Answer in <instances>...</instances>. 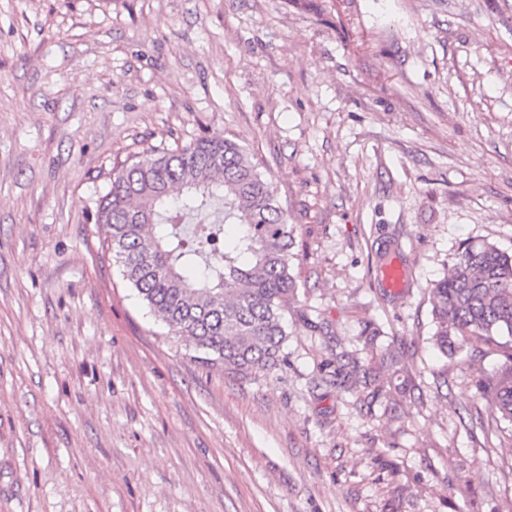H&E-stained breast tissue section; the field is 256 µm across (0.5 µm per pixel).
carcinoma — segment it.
Masks as SVG:
<instances>
[{"instance_id":"obj_1","label":"carcinoma","mask_w":512,"mask_h":512,"mask_svg":"<svg viewBox=\"0 0 512 512\" xmlns=\"http://www.w3.org/2000/svg\"><path fill=\"white\" fill-rule=\"evenodd\" d=\"M96 223L123 279L194 360L242 378L284 364L294 226L239 143L201 136L122 162ZM432 295L434 347L446 354L477 340L501 349L505 366L482 372L480 388L498 420L512 423V255L468 242ZM340 372L351 390L376 381L357 361Z\"/></svg>"}]
</instances>
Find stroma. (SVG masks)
<instances>
[{"label": "stroma", "mask_w": 512, "mask_h": 512, "mask_svg": "<svg viewBox=\"0 0 512 512\" xmlns=\"http://www.w3.org/2000/svg\"><path fill=\"white\" fill-rule=\"evenodd\" d=\"M200 136L296 229L271 373L194 361L101 248L113 163ZM483 240L512 255V0H0V512H512L504 358L431 345ZM337 373L342 372V379L339 384L348 389L357 390L359 388H368L376 381V375H372L368 369L360 365L358 361L352 360L347 364H341Z\"/></svg>", "instance_id": "stroma-1"}]
</instances>
